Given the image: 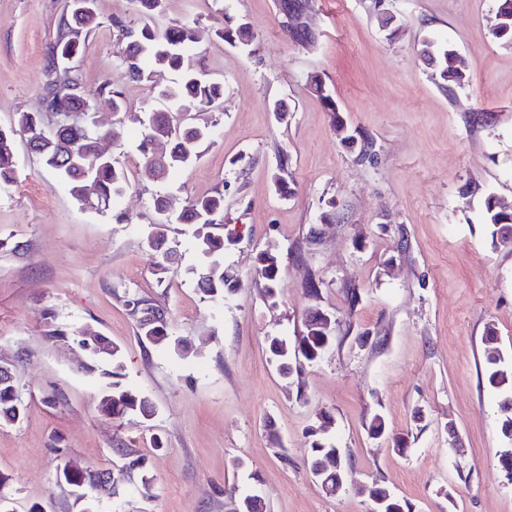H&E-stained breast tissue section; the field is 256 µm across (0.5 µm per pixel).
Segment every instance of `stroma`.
I'll return each instance as SVG.
<instances>
[{"mask_svg": "<svg viewBox=\"0 0 512 512\" xmlns=\"http://www.w3.org/2000/svg\"><path fill=\"white\" fill-rule=\"evenodd\" d=\"M281 0H162L155 19L196 26L186 66L222 80L224 101L201 159L165 184L137 177L139 119L155 108L147 82L126 77L127 42L112 17L136 25L133 0H98L101 25L79 61L88 88L110 80L127 103L106 150L133 185L119 208L78 204L56 174L16 145L18 174L0 184V359L14 366L27 406L23 421L0 426V493L14 512H79L57 476L60 456L78 468L123 472L144 458L151 477L125 474L90 492L93 512H226L230 500L259 495L266 512H371L362 486H377L412 512H512V481L499 463L512 446L499 430V399L483 381L488 325L512 360V244L482 221L486 194L512 203V46L491 33L498 0H312L314 38L299 44L282 26ZM65 0H0V125L41 108L45 48ZM402 23L397 36L379 25ZM249 23V46L216 36ZM450 44L463 57L464 86L445 88L420 55L423 41ZM321 78L336 101L329 111L311 85ZM287 105V124L269 104ZM371 139L359 159L338 124ZM288 162L290 196L273 175ZM224 194V222L240 238L224 263L241 277L222 300L195 290L200 262L194 228L169 236L180 260L164 285L145 244L152 199ZM333 212L332 223L320 215ZM321 224L320 240L309 232ZM289 251L278 306L252 278L257 252ZM321 280L317 296L306 290ZM360 301L349 308L346 292ZM130 291L168 312L180 358L141 344L119 300ZM336 318V340L298 378L280 375L268 337H294L310 312ZM67 330L45 337L43 312ZM119 344L127 387L154 404L151 420L104 415L106 362L87 373L83 332ZM354 479L325 495L307 464L309 431L321 414ZM381 415L386 435L368 426ZM403 448H396V441Z\"/></svg>", "mask_w": 512, "mask_h": 512, "instance_id": "obj_1", "label": "stroma"}]
</instances>
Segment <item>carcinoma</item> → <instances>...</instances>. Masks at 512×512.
<instances>
[{"label":"carcinoma","instance_id":"obj_1","mask_svg":"<svg viewBox=\"0 0 512 512\" xmlns=\"http://www.w3.org/2000/svg\"><path fill=\"white\" fill-rule=\"evenodd\" d=\"M162 0H134L143 22L137 26L126 24L115 18L113 27L128 40V51L122 67L128 78L152 84L155 100L159 106L144 113L139 151L142 155L140 180L162 184L173 169L194 164L200 157V148L211 137L215 121L203 115L216 108L223 97L224 85L208 82L197 75L182 71L183 51L195 42L194 28L187 24L157 27L152 19L159 13ZM97 5L88 10L76 11L65 6L57 36L46 49L41 86L39 112H19L10 126L0 127V183L16 179V141L23 139L28 148L48 168L56 171L66 184L71 196L78 202L87 203L88 185H93L97 203L107 208L117 207L119 199L130 189L127 172L118 160L100 149V138L105 130L98 128L92 113L84 111L85 102L103 99L116 115L126 110L122 93L105 82L95 90L86 88L77 66L56 68L55 60L68 56L79 59L86 49L88 36L100 26ZM492 34L504 44L512 46V20L493 21ZM217 35L231 45H247L252 40L249 24L235 27L224 26ZM421 56L433 61L441 69L444 80L456 85L468 81L466 70L456 64L454 49L432 40L422 44ZM164 72L176 74V79L163 84L157 80ZM53 128V133L36 138L31 132L40 127ZM162 143L168 150L157 156L150 146ZM157 214L151 230L147 233V246L158 252L154 275L163 283L165 275L177 260V252L169 245L168 232L173 224H191L195 227L197 251L201 258L198 268L192 271L196 288L206 298H224L226 293L240 286V279L224 266V251L235 245L237 238L223 236L214 229L224 226V193L195 197L176 207L166 194L153 197ZM484 223L492 228L491 235L505 242H512V211L499 205L498 199L489 194L483 203ZM282 256L277 252L262 251L257 258L253 278L263 283L264 299L275 304L280 297V271ZM128 306H139L141 313H150L154 319L146 324L137 321V336L153 345H166L180 357L185 358L189 347L185 341L170 340V328L165 311L144 299H127ZM336 318L322 310L312 312L305 319V330L294 342L279 336L269 338V351L281 365V374L291 377L302 367V362L317 361L335 340ZM498 332L493 325L485 331L486 361L484 381L495 393L502 396L500 409L501 434L512 440V365L499 352L496 343ZM80 346L89 352L92 360L109 359L112 369L103 371L108 379L106 391L100 401L103 412L114 419L128 415H139L144 419L153 417L154 405L149 399L129 389L125 383L124 365L121 361L120 345L102 336L80 341ZM26 411L16 385H0V425L19 423ZM311 466L320 471V481L325 494L346 484L351 477L348 469L338 470L330 465V455L336 454V446L311 431ZM100 473L76 469L71 487L82 490L97 484ZM371 495L388 499L390 512H411L407 504L380 488L371 489Z\"/></svg>","mask_w":512,"mask_h":512}]
</instances>
